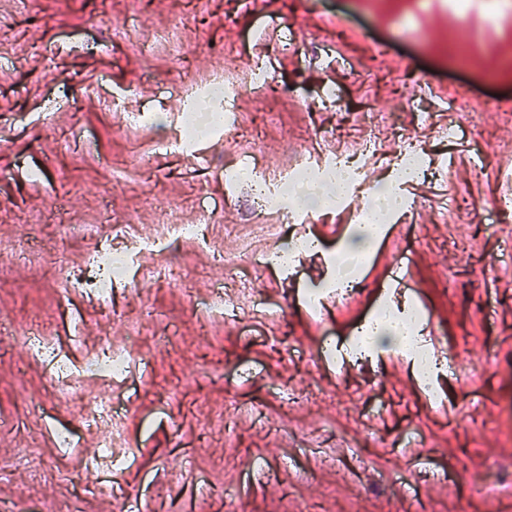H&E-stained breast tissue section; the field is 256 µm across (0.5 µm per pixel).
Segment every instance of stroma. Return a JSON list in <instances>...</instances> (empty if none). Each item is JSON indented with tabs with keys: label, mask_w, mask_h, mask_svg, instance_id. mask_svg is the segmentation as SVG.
I'll use <instances>...</instances> for the list:
<instances>
[{
	"label": "stroma",
	"mask_w": 512,
	"mask_h": 512,
	"mask_svg": "<svg viewBox=\"0 0 512 512\" xmlns=\"http://www.w3.org/2000/svg\"><path fill=\"white\" fill-rule=\"evenodd\" d=\"M482 0L452 19L448 0H0V320L34 328L72 358L102 338L129 353L123 378L85 380L122 409V489L80 493L87 461L112 429H81L73 403L52 397L46 366L0 340V501L17 512H512V492L488 499L472 477L512 463V220L500 221V165L512 154V16ZM184 47L162 40L174 25ZM262 68L273 93L240 91L231 118L257 137L210 140L183 154L180 121L192 91L231 72ZM428 84H421V77ZM72 88L61 97V85ZM345 110L387 126L362 177L373 183L408 144H427L432 180L405 187L413 207L383 226L347 302L322 297L336 276L354 217L312 213L306 225L323 276L243 265L261 305L237 292L235 317L205 308L242 245L263 251L277 223L246 188L224 183L236 157L279 177L316 163V130ZM467 99L468 112L447 102ZM454 122L456 140L436 127ZM176 205L182 223L214 214L205 242L175 238L158 222ZM152 239L118 281L111 306L67 287L106 239L111 221ZM234 233H226V226ZM40 255L30 264L29 251ZM182 286L153 277L164 260ZM298 288L293 303L283 278ZM414 308L436 349L430 404L410 359L373 353L364 364L324 355L346 348L380 307ZM300 392L289 405L285 393ZM76 431L72 447L57 431ZM32 449L40 473L18 460Z\"/></svg>",
	"instance_id": "1"
}]
</instances>
